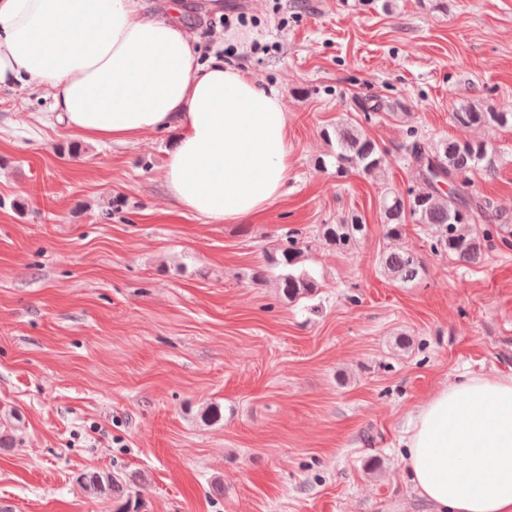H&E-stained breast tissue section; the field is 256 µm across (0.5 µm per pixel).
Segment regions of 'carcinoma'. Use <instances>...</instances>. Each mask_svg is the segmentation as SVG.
<instances>
[{"label": "carcinoma", "mask_w": 512, "mask_h": 512, "mask_svg": "<svg viewBox=\"0 0 512 512\" xmlns=\"http://www.w3.org/2000/svg\"><path fill=\"white\" fill-rule=\"evenodd\" d=\"M453 123L461 127L512 126L511 112H496L489 106L463 104L451 113ZM326 139L336 143V176L352 170L375 175L386 162L385 151L375 140L351 122H338L332 130H323ZM412 142L406 148L408 161L417 169L422 189L410 187L404 192L387 188L381 195L380 210L386 236L399 239L405 232L406 221L421 224L430 230V251L446 254L466 265H477L485 251L500 248L512 251V224L492 213V205L475 184V175L493 178L498 172L496 153L482 141H460L443 138L437 141L410 131ZM447 184L444 190L438 183ZM365 224L354 214L337 224H324L323 238L338 249H348L363 235ZM305 245L289 236L274 248L268 266L255 271L264 278L273 270L278 288L290 303L308 299L318 288L315 277L307 270L296 271ZM384 271L401 283L422 279L425 264L422 257L408 249L392 250L381 259ZM82 492L88 495H115L124 491L122 482L103 472H84L77 477Z\"/></svg>", "instance_id": "obj_1"}]
</instances>
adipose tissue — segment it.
I'll use <instances>...</instances> for the list:
<instances>
[{"label":"adipose tissue","mask_w":512,"mask_h":512,"mask_svg":"<svg viewBox=\"0 0 512 512\" xmlns=\"http://www.w3.org/2000/svg\"><path fill=\"white\" fill-rule=\"evenodd\" d=\"M51 91L65 126L124 142L176 124L162 165L177 203L209 224L261 212L288 184L281 100L250 72L201 62L175 20L141 0H0V86ZM412 489L434 512H512V376L448 384L407 432Z\"/></svg>","instance_id":"obj_1"}]
</instances>
